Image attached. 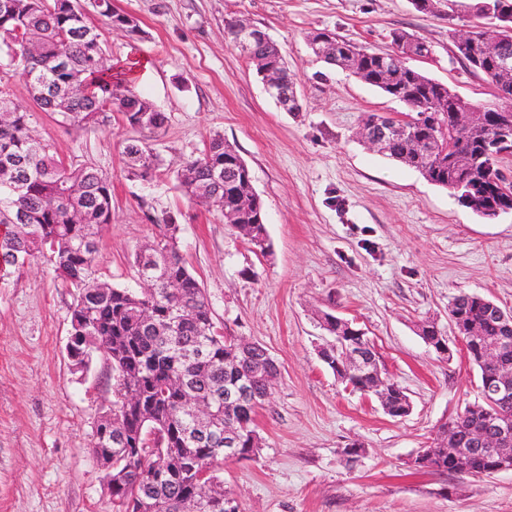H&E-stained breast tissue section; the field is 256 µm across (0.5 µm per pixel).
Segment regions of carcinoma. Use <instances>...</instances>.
<instances>
[{"instance_id":"obj_1","label":"carcinoma","mask_w":512,"mask_h":512,"mask_svg":"<svg viewBox=\"0 0 512 512\" xmlns=\"http://www.w3.org/2000/svg\"><path fill=\"white\" fill-rule=\"evenodd\" d=\"M75 0H0V42L10 64L25 82L36 104L81 129L111 125L119 114L144 138L125 143L122 154L131 178L145 177L159 166L148 138L158 134L167 117L146 99L126 88V79L113 68L101 69L104 56L100 31ZM336 66L360 75L364 82L402 102L415 115L406 136L394 138L386 157L415 168L430 183L455 191L465 182L486 192L468 208L477 211L482 201L506 205L512 198L501 193L499 157L485 148L493 132L496 113H483V123L470 139L457 144L453 136L457 113L473 108L450 94L440 83L400 59L370 51L335 38ZM480 67L461 64L496 85V59L482 43L472 48ZM247 59L257 69L268 65L281 75L285 88L294 85L279 46L254 41ZM181 191L195 201L220 193L224 197V223L247 244L266 233L263 201L248 209L237 197L253 193L249 168L238 151L215 134L197 156L187 158L177 173ZM112 223V177L87 164L67 163L36 133L32 114L20 109L0 111V276H8L38 256L50 261L55 274L75 292L69 335L75 337L71 365L83 369L86 347H106L111 363L115 400L112 420H98L96 429L124 432L128 447L112 463L114 512H138V495L148 489L164 512L184 508L194 485V471L217 468L224 456L198 435L182 408L184 394L216 404L219 423L234 421L240 428L237 454L255 455L260 439L254 436L255 417L263 404L271 357L256 344L240 350L233 338L217 332L202 288L186 266L178 245V225L164 218L158 236L134 254L136 268L145 257L160 260L157 285L145 295L132 288H116L98 277V235ZM461 336L467 338L468 360L485 372L479 342L468 338L474 326L487 337L512 336L492 314L483 297L463 294L449 307ZM249 383V397L237 405L224 404V392L240 381ZM386 404L403 410L409 397L396 383L382 379ZM142 399L126 405L129 386ZM512 421V402L498 404L479 399L464 418L454 422L463 435L492 418Z\"/></svg>"}]
</instances>
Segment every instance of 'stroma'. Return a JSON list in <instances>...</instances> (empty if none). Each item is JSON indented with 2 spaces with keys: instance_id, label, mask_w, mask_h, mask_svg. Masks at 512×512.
<instances>
[{
  "instance_id": "stroma-1",
  "label": "stroma",
  "mask_w": 512,
  "mask_h": 512,
  "mask_svg": "<svg viewBox=\"0 0 512 512\" xmlns=\"http://www.w3.org/2000/svg\"><path fill=\"white\" fill-rule=\"evenodd\" d=\"M140 35L90 14L105 56L129 68V87L167 117L150 144L161 159L147 180L126 176L122 147L138 130L80 129L39 111L0 50V92L33 114L64 159L112 177V222L99 236L100 273L118 288L138 282L135 251L179 224L180 249L225 335L262 344L280 373L259 409L256 456L216 471L241 512H512V472L439 474L413 459L440 425L478 399L480 371L460 345L429 347L422 324L448 328L460 294L512 311V217L486 220L448 189L388 159L358 137L364 113L403 104L349 71L317 60L318 30L376 52L391 34L428 42L412 67L482 107L495 90L453 55L470 18L445 0L421 12L411 0H115ZM261 28L294 76L299 111H283L227 34ZM223 135L247 163L266 214L270 248L253 253L220 212L177 187L181 161ZM73 290L42 257L0 280V512H112L105 471L91 454L94 427L113 399L112 367L95 354L73 371L65 345ZM330 312L364 330L387 377L409 396L393 418L375 397L345 387L320 357Z\"/></svg>"
}]
</instances>
